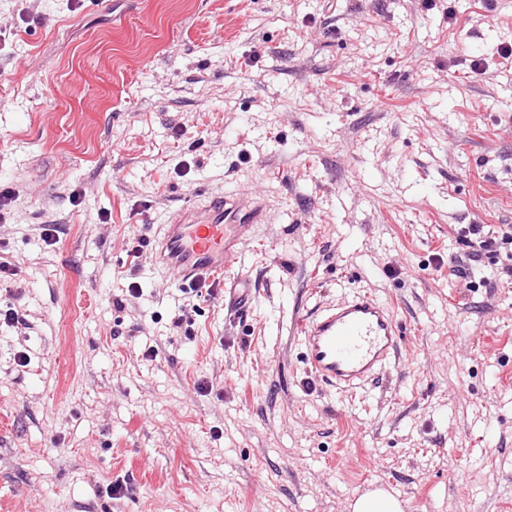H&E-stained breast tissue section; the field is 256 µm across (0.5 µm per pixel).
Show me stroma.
Wrapping results in <instances>:
<instances>
[{
  "instance_id": "stroma-1",
  "label": "stroma",
  "mask_w": 512,
  "mask_h": 512,
  "mask_svg": "<svg viewBox=\"0 0 512 512\" xmlns=\"http://www.w3.org/2000/svg\"><path fill=\"white\" fill-rule=\"evenodd\" d=\"M510 43L512 0H0V512H512V253L454 271L512 225ZM221 189L270 213L236 318L153 263ZM360 290L404 334L341 393L301 325ZM504 229L497 231H484V227L479 224H472L461 238V242L468 248L465 253L468 260L478 262L483 255L497 253L501 248H507L510 245L512 249V226L506 225ZM375 505L379 512H403L402 501L383 489H375L356 498L351 505L354 512H371L370 507Z\"/></svg>"
}]
</instances>
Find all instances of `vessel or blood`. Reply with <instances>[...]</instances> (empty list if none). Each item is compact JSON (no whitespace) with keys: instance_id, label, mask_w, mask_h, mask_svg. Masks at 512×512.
<instances>
[{"instance_id":"1","label":"vessel or blood","mask_w":512,"mask_h":512,"mask_svg":"<svg viewBox=\"0 0 512 512\" xmlns=\"http://www.w3.org/2000/svg\"><path fill=\"white\" fill-rule=\"evenodd\" d=\"M258 198L213 191L204 203L177 211L156 244V259L178 274L179 287L212 283L223 287L229 314L245 311L249 283L234 267L242 247L267 223ZM302 363L314 379L341 392L376 378L398 357L402 326L395 312L368 293L357 292L309 315L302 326Z\"/></svg>"}]
</instances>
